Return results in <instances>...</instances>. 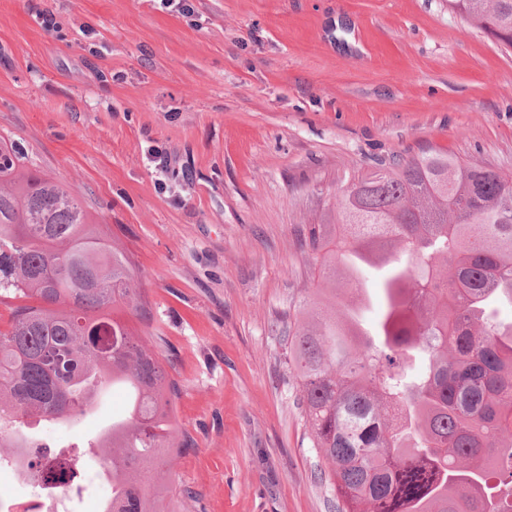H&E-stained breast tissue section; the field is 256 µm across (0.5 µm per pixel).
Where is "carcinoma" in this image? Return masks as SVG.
<instances>
[{"instance_id":"carcinoma-1","label":"carcinoma","mask_w":512,"mask_h":512,"mask_svg":"<svg viewBox=\"0 0 512 512\" xmlns=\"http://www.w3.org/2000/svg\"><path fill=\"white\" fill-rule=\"evenodd\" d=\"M512 47V0H448ZM309 228L320 280L284 322L305 426L337 512H512V172L445 152L394 159ZM385 269L386 308L359 320L352 259ZM0 445L22 419L69 424L107 384L130 397L100 444L106 512H167L163 466L185 447L175 383L118 312L144 319L131 263L64 186L0 136ZM128 457L140 465L129 469Z\"/></svg>"}]
</instances>
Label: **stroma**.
<instances>
[{"mask_svg":"<svg viewBox=\"0 0 512 512\" xmlns=\"http://www.w3.org/2000/svg\"><path fill=\"white\" fill-rule=\"evenodd\" d=\"M189 2L0 0V134L134 266L150 317L126 324L188 439L171 512H334L281 324L317 284L308 229L396 157L512 171V49L448 0ZM126 404L114 389L36 442L88 446Z\"/></svg>","mask_w":512,"mask_h":512,"instance_id":"1","label":"stroma"}]
</instances>
